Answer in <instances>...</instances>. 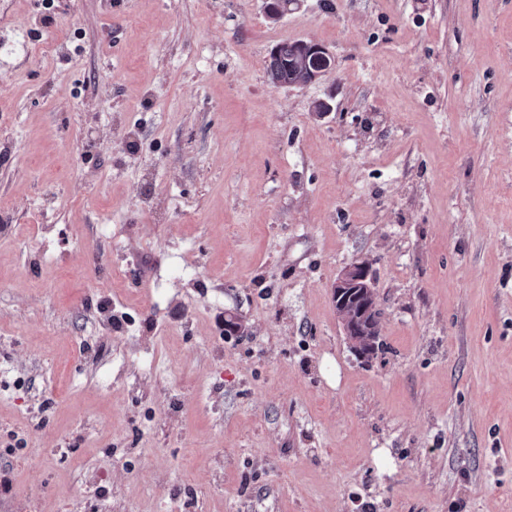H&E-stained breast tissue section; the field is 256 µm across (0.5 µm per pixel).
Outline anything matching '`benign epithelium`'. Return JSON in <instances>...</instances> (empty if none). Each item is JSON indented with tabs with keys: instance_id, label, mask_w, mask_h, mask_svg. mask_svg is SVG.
Returning <instances> with one entry per match:
<instances>
[{
	"instance_id": "obj_1",
	"label": "benign epithelium",
	"mask_w": 512,
	"mask_h": 512,
	"mask_svg": "<svg viewBox=\"0 0 512 512\" xmlns=\"http://www.w3.org/2000/svg\"><path fill=\"white\" fill-rule=\"evenodd\" d=\"M332 288L345 336L359 356H370L374 337L379 335V317L368 263L360 261L345 266Z\"/></svg>"
}]
</instances>
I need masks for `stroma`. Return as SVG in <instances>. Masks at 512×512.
<instances>
[{"mask_svg":"<svg viewBox=\"0 0 512 512\" xmlns=\"http://www.w3.org/2000/svg\"><path fill=\"white\" fill-rule=\"evenodd\" d=\"M92 503L512 512V0H0V512ZM302 42L295 40L281 43L271 49L267 68L273 81L289 87H304L327 74L328 70L322 68L329 66L326 59L333 60L332 53L317 43L309 42L308 45L317 56L304 47ZM332 288L345 336L359 356H370L374 351V336H379V312L368 263L360 261L345 266ZM355 294L358 295L356 299L353 298Z\"/></svg>","mask_w":512,"mask_h":512,"instance_id":"35a3bbf8","label":"stroma"}]
</instances>
